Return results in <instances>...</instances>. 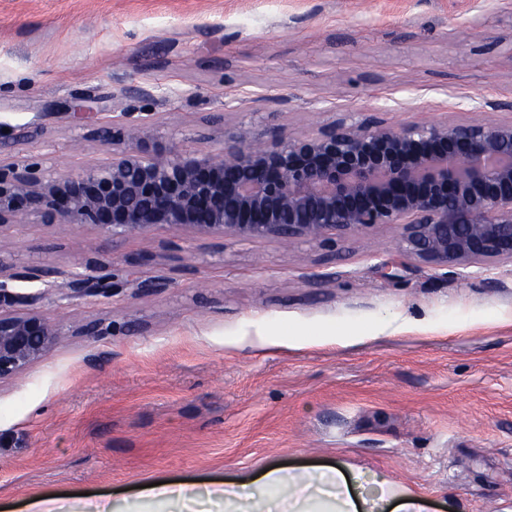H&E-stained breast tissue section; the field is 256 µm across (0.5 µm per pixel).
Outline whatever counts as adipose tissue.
<instances>
[{
    "instance_id": "adipose-tissue-1",
    "label": "adipose tissue",
    "mask_w": 512,
    "mask_h": 512,
    "mask_svg": "<svg viewBox=\"0 0 512 512\" xmlns=\"http://www.w3.org/2000/svg\"><path fill=\"white\" fill-rule=\"evenodd\" d=\"M430 512L427 499L384 474L367 476L344 464L323 468L278 466L232 482L165 483L141 489L118 504L87 501L82 512Z\"/></svg>"
}]
</instances>
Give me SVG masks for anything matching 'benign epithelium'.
Listing matches in <instances>:
<instances>
[{"label": "benign epithelium", "mask_w": 512, "mask_h": 512, "mask_svg": "<svg viewBox=\"0 0 512 512\" xmlns=\"http://www.w3.org/2000/svg\"><path fill=\"white\" fill-rule=\"evenodd\" d=\"M112 162L61 176L33 156L0 165V228L92 224L117 241L159 226L200 238L336 240L402 224V251L432 267L512 261V122L392 127L375 115L338 119L315 135L260 139L222 154L154 142L144 112L112 116ZM47 267L0 260V380L23 373L57 342L42 302L111 298L125 286L86 263L59 284Z\"/></svg>", "instance_id": "benign-epithelium-1"}]
</instances>
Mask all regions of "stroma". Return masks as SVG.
I'll return each mask as SVG.
<instances>
[{
	"mask_svg": "<svg viewBox=\"0 0 512 512\" xmlns=\"http://www.w3.org/2000/svg\"><path fill=\"white\" fill-rule=\"evenodd\" d=\"M79 104L97 127L74 125ZM116 112L214 154L363 112L510 122L512 0H0V163H110ZM402 234L381 224L328 249L1 227L14 267L62 283L96 261L164 285L47 306L58 343L0 381V512L336 461L433 512H512V262L430 268Z\"/></svg>",
	"mask_w": 512,
	"mask_h": 512,
	"instance_id": "stroma-1",
	"label": "stroma"
}]
</instances>
